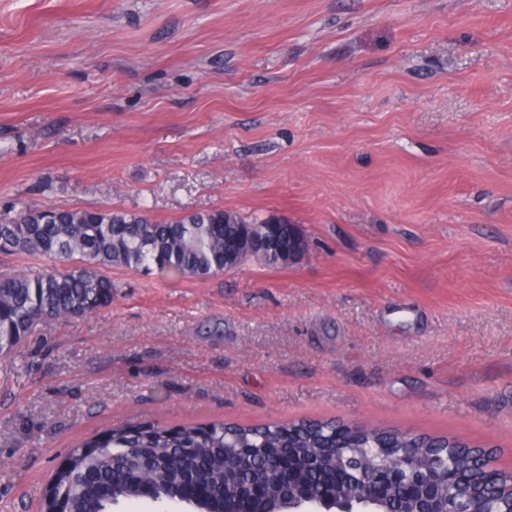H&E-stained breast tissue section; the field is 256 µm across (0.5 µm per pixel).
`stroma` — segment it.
Masks as SVG:
<instances>
[{"mask_svg": "<svg viewBox=\"0 0 512 512\" xmlns=\"http://www.w3.org/2000/svg\"><path fill=\"white\" fill-rule=\"evenodd\" d=\"M277 216L304 251L0 358V512L114 426L302 418L512 471V0H0V219Z\"/></svg>", "mask_w": 512, "mask_h": 512, "instance_id": "1", "label": "stroma"}]
</instances>
